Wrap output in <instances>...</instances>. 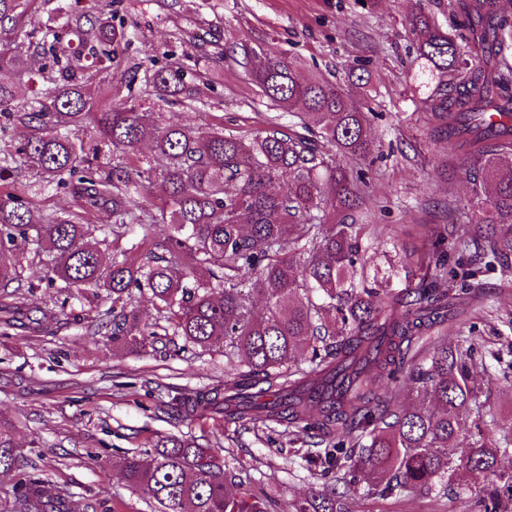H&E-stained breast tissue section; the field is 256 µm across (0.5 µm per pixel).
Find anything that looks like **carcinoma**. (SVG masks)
I'll return each instance as SVG.
<instances>
[{
  "mask_svg": "<svg viewBox=\"0 0 512 512\" xmlns=\"http://www.w3.org/2000/svg\"><path fill=\"white\" fill-rule=\"evenodd\" d=\"M28 0H0V132L24 128L21 142L0 137V323L24 313L9 301L22 287L15 243L47 256L44 279L65 298L89 290L112 298V350L139 352L174 338L243 367L207 389L197 410L173 400L183 417L284 424L299 439L338 438L309 461L334 471L330 488L293 504L294 512H345L349 488L364 482L380 497L446 490L461 472L491 478L484 512H505L512 472V426L498 438L471 439L456 460L448 452L464 433L463 416L492 413L471 375L475 343L448 342L447 246L512 270V14L498 0L448 3L444 30L422 9L411 17L420 84L436 83L425 101L428 135L448 142L467 163L473 231L443 225L421 256L418 285L395 296L366 286L363 237L377 201L365 196L366 173L340 159L367 161L378 151L369 78L350 72L342 86L323 76L301 81L283 54L244 52L243 65L272 105L299 108L289 125L274 118L250 135L164 125L143 107L135 77L112 83L115 49L127 29L112 22V2L87 11L59 0L39 28L20 25ZM74 39L64 40V36ZM26 38L30 62L11 46ZM39 85L16 103V78ZM158 102L196 109L199 98L179 67L145 71ZM107 83L109 103L91 88ZM112 155V165L98 164ZM25 167L38 183L17 182ZM71 195L73 208L45 217L46 184ZM111 223L99 224L100 210ZM165 224L162 240L151 228ZM102 238L91 241L94 233ZM146 296L162 322L141 321L134 299ZM267 304L258 316L253 298ZM414 402L396 400L403 385ZM21 469L10 431L0 428V470ZM123 477L157 512H277L264 491L239 492L224 479L222 449L162 437L129 458ZM65 507L47 494L35 466L12 487L0 512Z\"/></svg>",
  "mask_w": 512,
  "mask_h": 512,
  "instance_id": "1",
  "label": "carcinoma"
}]
</instances>
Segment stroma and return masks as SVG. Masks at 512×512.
I'll return each instance as SVG.
<instances>
[{
  "mask_svg": "<svg viewBox=\"0 0 512 512\" xmlns=\"http://www.w3.org/2000/svg\"><path fill=\"white\" fill-rule=\"evenodd\" d=\"M449 0H112L114 23L127 25L130 41L112 63L113 79L130 60L145 68L184 69L203 100L197 110L163 107L164 123L204 133L209 115H224L230 132L263 129L270 116L288 114L266 104L240 64L243 47L282 53L306 79L343 80L353 68L371 75V124L384 157L372 166L368 195L381 201L365 239L386 276L382 289L395 294L415 287L423 275L409 247L428 248L443 224L467 225L449 199L465 202L468 182L448 145L428 137L422 103L429 94L414 79L419 69L408 18L415 8L448 26ZM447 176H439V168ZM449 290L477 286L479 302L452 333L480 346L473 374L500 424L512 421V273L486 269L475 254L451 259ZM38 259L25 265L26 287L16 297L26 308H53V331L0 327V422L11 425L24 459L48 479L52 495L77 512H154L143 494L121 475L127 455L162 436L220 445L224 469L263 486L281 508L322 490L329 479L321 465L305 461L312 443L291 444L287 427L268 429L228 423L219 417L184 420L168 407L175 397L193 398L223 380L235 360L199 348L144 350L116 355L99 321L111 309L106 294L63 301L39 282ZM485 475H464L447 496L403 493L381 499L366 484L348 492L351 512H479L488 487Z\"/></svg>",
  "mask_w": 512,
  "mask_h": 512,
  "instance_id": "stroma-1",
  "label": "stroma"
}]
</instances>
